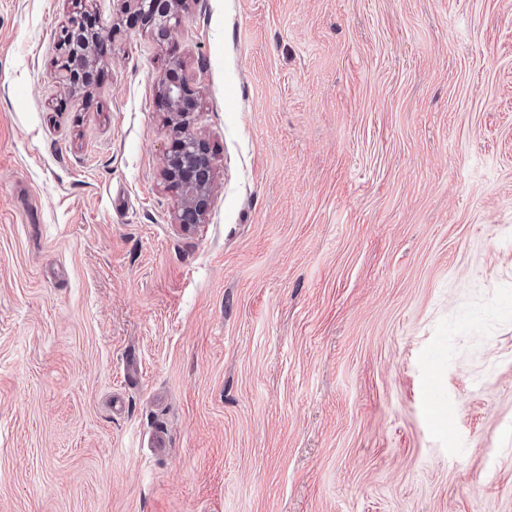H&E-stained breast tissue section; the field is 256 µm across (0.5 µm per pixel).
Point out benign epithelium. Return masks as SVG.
Instances as JSON below:
<instances>
[{
  "label": "benign epithelium",
  "instance_id": "1",
  "mask_svg": "<svg viewBox=\"0 0 512 512\" xmlns=\"http://www.w3.org/2000/svg\"><path fill=\"white\" fill-rule=\"evenodd\" d=\"M144 20L142 31L154 35L156 24L174 32L180 24V12L189 0H124ZM106 25L101 17L86 11L59 36L60 56L56 66L64 89L70 93L94 87V75L100 70ZM161 100L178 134L173 148L163 161V176L169 189L180 198V221L197 224L206 216L214 186L215 168L208 143L192 130L198 108V91L182 73L180 58L173 54L161 78Z\"/></svg>",
  "mask_w": 512,
  "mask_h": 512
}]
</instances>
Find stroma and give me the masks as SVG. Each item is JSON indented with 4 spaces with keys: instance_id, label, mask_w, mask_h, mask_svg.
<instances>
[{
    "instance_id": "35a3bbf8",
    "label": "stroma",
    "mask_w": 512,
    "mask_h": 512,
    "mask_svg": "<svg viewBox=\"0 0 512 512\" xmlns=\"http://www.w3.org/2000/svg\"><path fill=\"white\" fill-rule=\"evenodd\" d=\"M93 7L68 96L70 0H0V512H512V0ZM134 13L139 14L145 24L142 31L154 35L157 23L163 24L169 30V40L180 24V12L186 8L189 0H123ZM106 29L96 12L86 11L69 28L61 31L56 66L66 91L73 93L94 87V75L100 70L104 56ZM161 100L178 134L175 145L164 157L163 176L182 202L180 221L197 224L210 207L215 168L208 143L191 128L198 108V91L183 75L181 60L175 53L161 78Z\"/></svg>"
}]
</instances>
